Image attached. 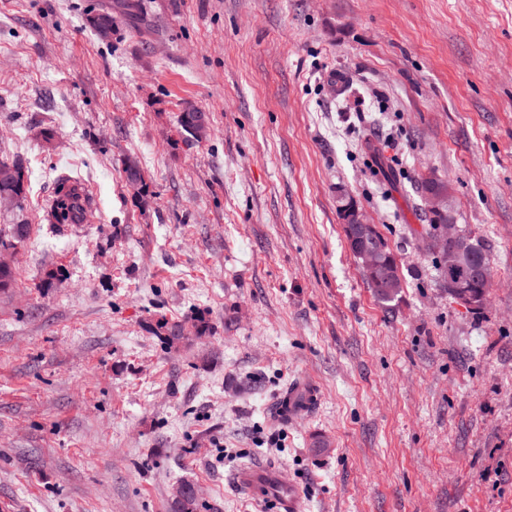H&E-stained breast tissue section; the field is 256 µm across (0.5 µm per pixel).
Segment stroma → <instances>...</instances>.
<instances>
[{
  "label": "stroma",
  "mask_w": 512,
  "mask_h": 512,
  "mask_svg": "<svg viewBox=\"0 0 512 512\" xmlns=\"http://www.w3.org/2000/svg\"><path fill=\"white\" fill-rule=\"evenodd\" d=\"M135 2L0 0V159L28 185L0 237L30 227L0 291V512H168L182 479L275 512L237 483L262 466L300 512H512V0ZM432 173L484 245L482 314L425 246ZM64 178L84 223L51 218ZM342 194L397 256L389 304ZM300 381L319 401L282 421ZM196 112H198V133L197 136L199 138H203V133L207 132L208 130V117L205 112H202L199 109H196ZM194 112H190L189 109L185 110L181 113L179 118V123L182 131L187 134L186 138L187 140H198L196 134H195V128H194Z\"/></svg>",
  "instance_id": "1"
}]
</instances>
